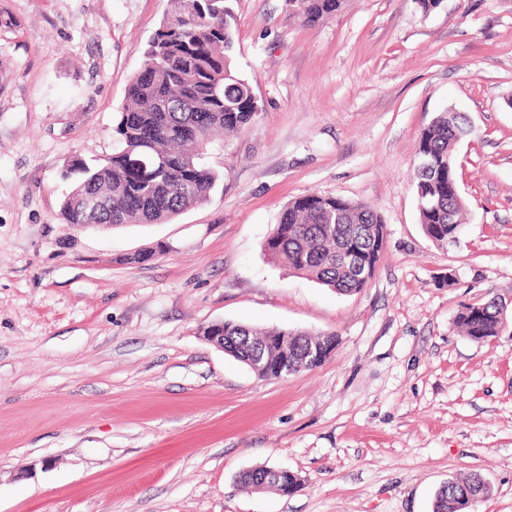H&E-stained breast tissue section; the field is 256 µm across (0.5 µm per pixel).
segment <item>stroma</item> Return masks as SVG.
<instances>
[{"instance_id":"stroma-1","label":"stroma","mask_w":512,"mask_h":512,"mask_svg":"<svg viewBox=\"0 0 512 512\" xmlns=\"http://www.w3.org/2000/svg\"><path fill=\"white\" fill-rule=\"evenodd\" d=\"M259 105L224 139V180L166 224H63L74 158L103 159L169 0H0V512H431L480 474L512 512V0H346L304 25L233 0ZM468 202L456 244L419 223L411 175L439 112ZM373 207V279L339 295L263 243L289 200ZM146 261L130 262V255ZM506 323L462 336V307ZM226 320L336 333L319 367L259 377L203 340ZM267 465L294 493L244 489ZM503 324L504 308L495 298L465 306L454 320L458 332L474 341L497 336Z\"/></svg>"}]
</instances>
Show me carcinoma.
I'll return each instance as SVG.
<instances>
[{"label":"carcinoma","mask_w":512,"mask_h":512,"mask_svg":"<svg viewBox=\"0 0 512 512\" xmlns=\"http://www.w3.org/2000/svg\"><path fill=\"white\" fill-rule=\"evenodd\" d=\"M231 0H173L143 50V65L127 87V105L116 126L118 149L94 163L74 161L62 177L72 180L61 203L64 223L108 231L131 224H165L201 205L224 179L206 157L214 136L247 128L259 107L248 79L233 62L235 17ZM304 23L335 15L345 0H288ZM470 136L467 117L448 110L420 134L413 188L424 234L448 245L441 229L462 226L467 202L460 191L455 146ZM77 178H72V175ZM108 204L89 214L84 198ZM386 224L371 206L316 192L293 198L265 240L264 251L288 270L338 294L357 293L369 284L354 262L375 272ZM504 324V308L494 298L464 307L454 326L463 336L485 341ZM249 338L272 364L294 375L320 366L336 349L334 333L257 329L224 322V339ZM469 490L472 500L463 498ZM483 479L455 478L438 490L432 512H464L490 494Z\"/></svg>","instance_id":"carcinoma-1"}]
</instances>
